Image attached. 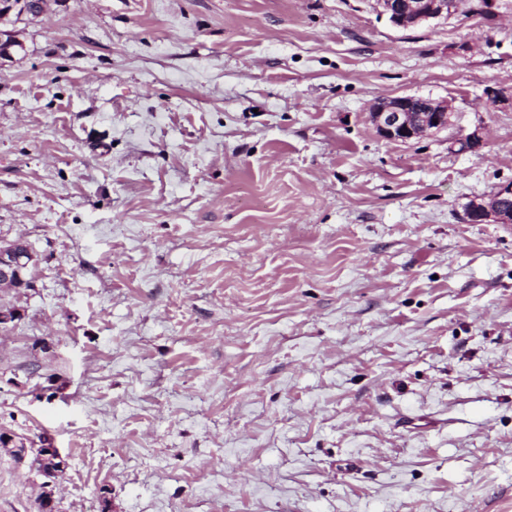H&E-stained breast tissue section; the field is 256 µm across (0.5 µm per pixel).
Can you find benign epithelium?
I'll use <instances>...</instances> for the list:
<instances>
[{"label": "benign epithelium", "instance_id": "7a95c632", "mask_svg": "<svg viewBox=\"0 0 512 512\" xmlns=\"http://www.w3.org/2000/svg\"><path fill=\"white\" fill-rule=\"evenodd\" d=\"M45 0H0V19L38 16ZM379 11L398 27H418L436 19L448 18L458 9V0H376ZM454 109L446 100L412 95L383 98L371 110V121L377 133L386 140L409 142L429 133L454 126ZM461 151L479 153L484 139L477 132L460 133ZM472 224L492 221L512 224V181L498 186L488 198H475L466 208ZM35 264L33 253L22 240L0 244V288L32 287L30 270Z\"/></svg>", "mask_w": 512, "mask_h": 512}]
</instances>
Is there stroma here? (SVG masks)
I'll list each match as a JSON object with an SVG mask.
<instances>
[{
  "instance_id": "obj_1",
  "label": "stroma",
  "mask_w": 512,
  "mask_h": 512,
  "mask_svg": "<svg viewBox=\"0 0 512 512\" xmlns=\"http://www.w3.org/2000/svg\"><path fill=\"white\" fill-rule=\"evenodd\" d=\"M49 0L5 19L0 428L56 512H512V0ZM457 128L379 136L375 100ZM480 131V155L458 129ZM42 479L0 448V512ZM458 3L457 0H376L379 11L392 24L405 29L451 17L457 12ZM454 111L448 101L407 95L379 100L370 117L384 139L409 142L454 126ZM471 224L492 221L496 224H512V181L500 184L488 198H475L466 208ZM35 264L33 253L23 240L0 244V288L32 287L30 270Z\"/></svg>"
}]
</instances>
